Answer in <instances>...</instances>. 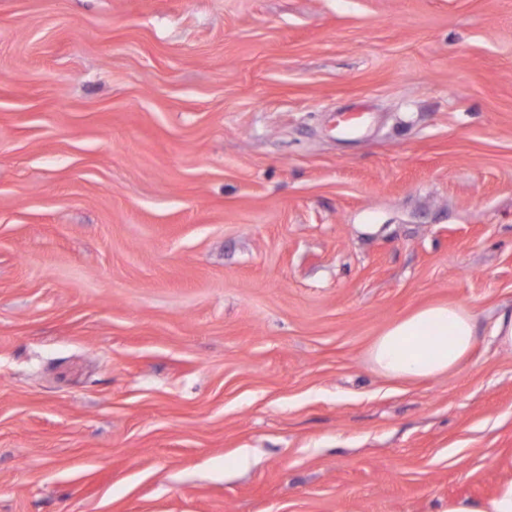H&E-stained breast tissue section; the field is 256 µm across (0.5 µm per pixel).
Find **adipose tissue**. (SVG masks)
I'll list each match as a JSON object with an SVG mask.
<instances>
[{
  "mask_svg": "<svg viewBox=\"0 0 512 512\" xmlns=\"http://www.w3.org/2000/svg\"><path fill=\"white\" fill-rule=\"evenodd\" d=\"M473 311L456 304H430L384 329L368 349L382 375L426 379L457 370L478 342Z\"/></svg>",
  "mask_w": 512,
  "mask_h": 512,
  "instance_id": "adipose-tissue-1",
  "label": "adipose tissue"
}]
</instances>
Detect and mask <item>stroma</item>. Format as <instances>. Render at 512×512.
<instances>
[{
  "mask_svg": "<svg viewBox=\"0 0 512 512\" xmlns=\"http://www.w3.org/2000/svg\"><path fill=\"white\" fill-rule=\"evenodd\" d=\"M433 303L512 310V0H0V512L491 497L512 351L367 358Z\"/></svg>",
  "mask_w": 512,
  "mask_h": 512,
  "instance_id": "stroma-1",
  "label": "stroma"
}]
</instances>
